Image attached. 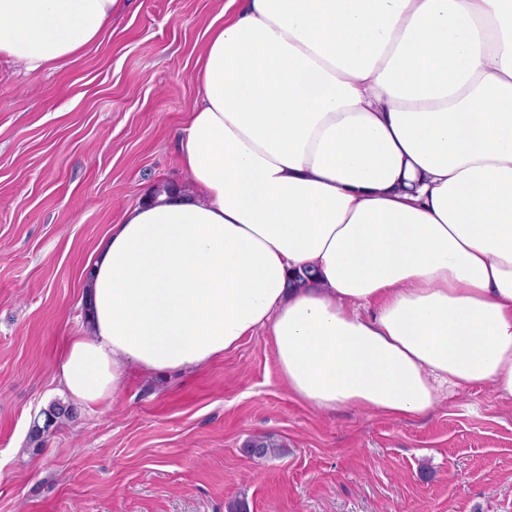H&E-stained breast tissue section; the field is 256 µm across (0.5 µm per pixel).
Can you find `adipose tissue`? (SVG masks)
<instances>
[{
    "label": "adipose tissue",
    "mask_w": 512,
    "mask_h": 512,
    "mask_svg": "<svg viewBox=\"0 0 512 512\" xmlns=\"http://www.w3.org/2000/svg\"><path fill=\"white\" fill-rule=\"evenodd\" d=\"M228 4L178 141L192 187L97 245L59 389L98 405L265 329L321 411L416 418L485 383L512 405V0ZM130 5L0 0V55L54 68Z\"/></svg>",
    "instance_id": "adipose-tissue-1"
}]
</instances>
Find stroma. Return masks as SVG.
I'll list each match as a JSON object with an SVG mask.
<instances>
[{"mask_svg":"<svg viewBox=\"0 0 512 512\" xmlns=\"http://www.w3.org/2000/svg\"><path fill=\"white\" fill-rule=\"evenodd\" d=\"M226 0H133L77 57L0 58V512H512V406L485 384L414 421L293 399L260 332L200 371L133 374L40 439L87 332L90 257L154 183L189 187L176 142ZM269 434L282 454L243 452Z\"/></svg>","mask_w":512,"mask_h":512,"instance_id":"1","label":"stroma"}]
</instances>
